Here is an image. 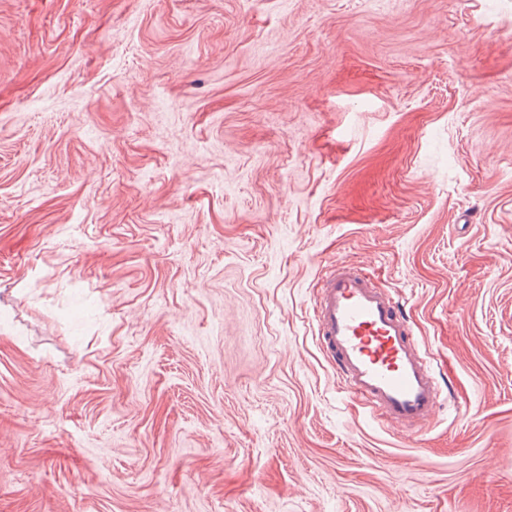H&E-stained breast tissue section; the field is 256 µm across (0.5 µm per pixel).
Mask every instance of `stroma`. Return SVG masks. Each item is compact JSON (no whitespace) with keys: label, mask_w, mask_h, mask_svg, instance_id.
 Listing matches in <instances>:
<instances>
[{"label":"stroma","mask_w":512,"mask_h":512,"mask_svg":"<svg viewBox=\"0 0 512 512\" xmlns=\"http://www.w3.org/2000/svg\"><path fill=\"white\" fill-rule=\"evenodd\" d=\"M336 261L422 433L341 389ZM0 512H512V0H0ZM314 305L317 335L348 392L413 433L445 399L401 302L362 268L328 265Z\"/></svg>","instance_id":"1"}]
</instances>
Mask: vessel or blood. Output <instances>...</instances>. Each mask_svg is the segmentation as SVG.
Returning a JSON list of instances; mask_svg holds the SVG:
<instances>
[{"label":"vessel or blood","instance_id":"obj_1","mask_svg":"<svg viewBox=\"0 0 512 512\" xmlns=\"http://www.w3.org/2000/svg\"><path fill=\"white\" fill-rule=\"evenodd\" d=\"M322 281L314 317L338 378L382 420L416 430L444 399L446 385L421 356L403 304L356 266H327Z\"/></svg>","mask_w":512,"mask_h":512}]
</instances>
